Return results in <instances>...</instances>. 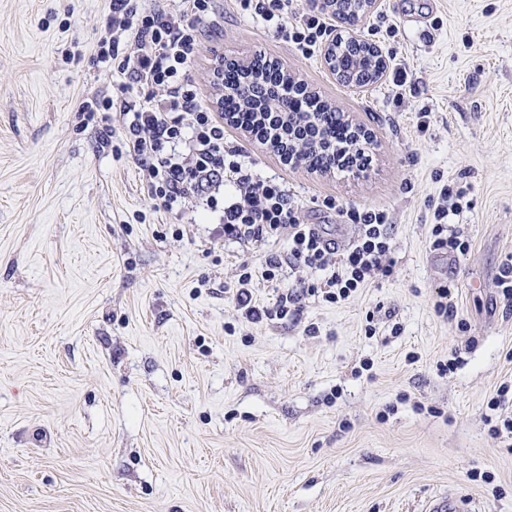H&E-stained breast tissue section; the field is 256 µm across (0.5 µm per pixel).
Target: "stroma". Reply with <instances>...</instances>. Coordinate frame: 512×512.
I'll return each instance as SVG.
<instances>
[{"label":"stroma","instance_id":"1","mask_svg":"<svg viewBox=\"0 0 512 512\" xmlns=\"http://www.w3.org/2000/svg\"><path fill=\"white\" fill-rule=\"evenodd\" d=\"M214 5L189 66L202 95L216 54L265 53L366 130L373 164L315 173L229 125L225 146L339 244L355 229L325 200L386 211L395 273L245 320L235 265L263 252L154 210L119 137L82 122L112 88L97 59L109 0H0V512H423L444 493L512 512V440L485 420L512 384V0H379L346 32L412 81L362 88ZM446 185L464 193L448 217L471 240L462 258L429 244ZM380 304L399 334L366 335Z\"/></svg>","mask_w":512,"mask_h":512}]
</instances>
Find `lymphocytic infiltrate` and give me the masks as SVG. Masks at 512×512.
I'll list each match as a JSON object with an SVG mask.
<instances>
[{
    "mask_svg": "<svg viewBox=\"0 0 512 512\" xmlns=\"http://www.w3.org/2000/svg\"><path fill=\"white\" fill-rule=\"evenodd\" d=\"M234 4L293 44L302 54L319 52L330 35L333 12L320 0H234ZM213 0H110L105 31L97 42L100 61L115 64L124 80L115 94L85 102L88 116L104 113L122 134L127 154L139 165L155 209L192 208L221 215L225 240L252 251L267 250L265 268L255 273L248 261L236 267V307L251 322L286 318L301 297L338 304L376 280L393 275V239L387 214L375 208L347 209L327 201V209L348 219L355 235L341 245L313 224L302 223L294 194L274 180L254 175L242 150L224 147V120L190 81L189 65L202 50L201 23ZM232 186V201L224 188ZM443 187L434 210L433 249L466 256L470 239L448 229ZM292 273L296 282L283 288L270 307L256 306L255 276L279 280ZM318 273L306 282V272Z\"/></svg>",
    "mask_w": 512,
    "mask_h": 512,
    "instance_id": "obj_1",
    "label": "lymphocytic infiltrate"
}]
</instances>
